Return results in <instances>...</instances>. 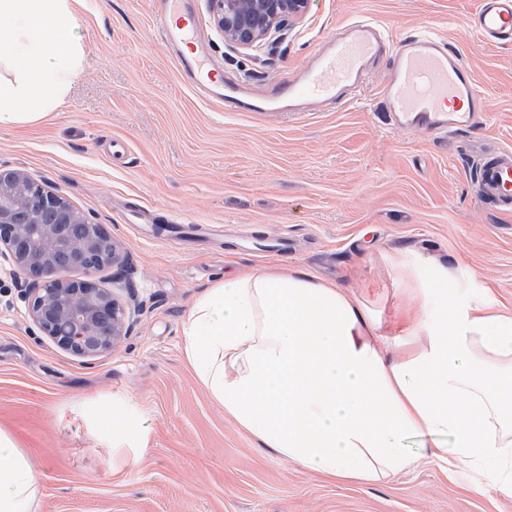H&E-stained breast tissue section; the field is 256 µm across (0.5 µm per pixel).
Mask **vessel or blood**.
Masks as SVG:
<instances>
[{
  "label": "vessel or blood",
  "mask_w": 512,
  "mask_h": 512,
  "mask_svg": "<svg viewBox=\"0 0 512 512\" xmlns=\"http://www.w3.org/2000/svg\"><path fill=\"white\" fill-rule=\"evenodd\" d=\"M152 25L184 82L218 112H304L312 106L358 102L381 57L389 63L377 94L393 125L403 130L457 133L489 117L487 101L473 75L449 44L429 30L390 42L369 17L347 23L287 81L260 95L224 75L212 62L201 37L191 0H152ZM474 27L486 39H512V0H479ZM478 200L512 213V153L485 156L475 178Z\"/></svg>",
  "instance_id": "obj_1"
}]
</instances>
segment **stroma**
I'll return each mask as SVG.
<instances>
[{"label": "stroma", "mask_w": 512, "mask_h": 512, "mask_svg": "<svg viewBox=\"0 0 512 512\" xmlns=\"http://www.w3.org/2000/svg\"><path fill=\"white\" fill-rule=\"evenodd\" d=\"M193 2L225 74L246 80L288 79L361 15L395 38L432 28L472 69L490 117L459 134L400 130L371 92L321 112H214L165 53L150 0H83L70 32L81 73L47 117L0 127V165L112 234L121 264L69 276L141 312L112 353L78 357L30 319L28 276L0 263V430L33 466L37 512H512V495L448 475L415 441L410 473L376 483L280 459L204 390L183 333L205 288L282 265L336 283L387 329L416 311L433 261L460 304L489 292L512 310V215L474 192L480 151L512 150V40L478 36L477 0H310L277 40L242 48L209 0ZM112 417L137 437L135 460L113 447Z\"/></svg>", "instance_id": "1"}]
</instances>
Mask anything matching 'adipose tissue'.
<instances>
[{
    "label": "adipose tissue",
    "instance_id": "adipose-tissue-1",
    "mask_svg": "<svg viewBox=\"0 0 512 512\" xmlns=\"http://www.w3.org/2000/svg\"><path fill=\"white\" fill-rule=\"evenodd\" d=\"M80 0H0V127L37 121L66 97L82 50ZM394 355L381 323L335 284L294 268L231 276L184 322L185 355L224 414L282 460L335 481L406 473L407 442L473 486L512 493V312L491 294L464 305L448 269L419 281ZM36 479L0 432V512H35Z\"/></svg>",
    "mask_w": 512,
    "mask_h": 512
}]
</instances>
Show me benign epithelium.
<instances>
[{"instance_id": "1", "label": "benign epithelium", "mask_w": 512, "mask_h": 512, "mask_svg": "<svg viewBox=\"0 0 512 512\" xmlns=\"http://www.w3.org/2000/svg\"><path fill=\"white\" fill-rule=\"evenodd\" d=\"M224 40L257 48L305 16L309 0H210ZM0 257L35 276L26 289L34 324L60 347L95 359L132 329L131 313L112 291L73 280V268L96 270L119 259V247L63 198L18 168L0 169Z\"/></svg>"}]
</instances>
